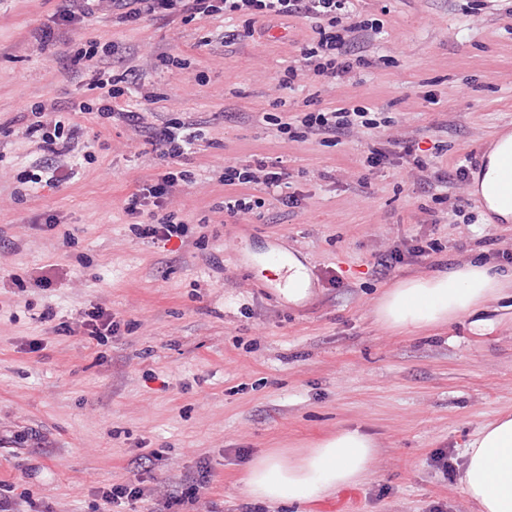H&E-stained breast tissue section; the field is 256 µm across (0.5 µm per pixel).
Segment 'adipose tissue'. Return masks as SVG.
Masks as SVG:
<instances>
[{"instance_id": "ef3b65f1", "label": "adipose tissue", "mask_w": 512, "mask_h": 512, "mask_svg": "<svg viewBox=\"0 0 512 512\" xmlns=\"http://www.w3.org/2000/svg\"><path fill=\"white\" fill-rule=\"evenodd\" d=\"M508 150L512 136L505 134L477 181L489 208L512 221V202L498 178L499 159ZM511 288L512 273L470 261L400 280L379 298L375 314L387 329L414 334L475 314L487 299ZM376 458L374 436L345 426L301 450L270 449L256 456L245 470L244 491L253 501L272 507H300L363 482ZM459 482L472 512H512V414L499 415L479 429L464 451Z\"/></svg>"}]
</instances>
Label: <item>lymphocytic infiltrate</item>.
Instances as JSON below:
<instances>
[{
	"instance_id": "f902f5d3",
	"label": "lymphocytic infiltrate",
	"mask_w": 512,
	"mask_h": 512,
	"mask_svg": "<svg viewBox=\"0 0 512 512\" xmlns=\"http://www.w3.org/2000/svg\"><path fill=\"white\" fill-rule=\"evenodd\" d=\"M104 6L110 7L113 18L123 25L137 23L146 16L171 18L184 13L193 19H243V28L225 31L223 41L227 44L254 37L255 24L260 19L300 15L310 18L314 22L315 36L302 48L299 66L288 67L280 78L278 86L282 89L291 88L301 79L322 85L341 83L358 68L378 67L388 62L386 56L371 57L360 50L363 38L381 34L383 26L378 19L363 16L354 0H68L55 16L56 25L86 22ZM152 99V94L143 91L136 70L128 67L113 74L108 81L98 80L90 84L87 99L72 104L71 109L95 115L104 123L120 121L134 128H148L149 143L160 149L163 156L179 159L198 141L199 129L194 123L177 119L158 125L148 123L141 104ZM31 112L37 120L28 126V135H39L43 151L51 156L68 155L81 134L80 127L53 124L51 107L42 103L33 104ZM370 113V108L365 106L342 105L293 116L267 112L263 119L292 140L307 141L320 136L324 141L332 142L356 128L376 126L377 121ZM187 178V172H169L155 184L143 187L127 198L125 211L135 218L132 230L136 236L168 241L187 235L186 222L176 213L164 210L174 187ZM288 178V170L281 162L263 160L225 166L220 175L221 182L228 186L263 187L282 206L292 209L299 207L301 200L296 193L290 192ZM149 201L163 211L157 220L141 218L143 207Z\"/></svg>"
}]
</instances>
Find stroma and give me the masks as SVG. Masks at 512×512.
Returning <instances> with one entry per match:
<instances>
[{"instance_id": "obj_1", "label": "stroma", "mask_w": 512, "mask_h": 512, "mask_svg": "<svg viewBox=\"0 0 512 512\" xmlns=\"http://www.w3.org/2000/svg\"><path fill=\"white\" fill-rule=\"evenodd\" d=\"M61 4L0 0V490H30L52 512H94L100 490L136 482L142 501L112 512H157L195 482L196 501L175 512H290L246 498L247 464L359 425L379 444L373 473L310 512H470L459 482L465 446L512 413V299L484 304L495 328L482 336L468 315L403 336L374 309L401 279L481 256L500 263L512 223L493 222L474 201L464 206L473 223H457L451 200L462 189L432 193L399 164L365 173L359 160L393 139L440 145L436 168L479 171L489 142L512 127V0H359L383 24L374 48L395 65L281 94L291 114L347 103L392 119L334 145L290 140L260 120L313 35L310 19L273 21L259 42L226 47L229 20L122 26L103 9L41 46ZM90 40L118 45L153 93L155 119L185 117L203 138L175 162L142 132L79 114L92 160L75 149L56 159L52 183H31L46 154L23 112L39 101L65 108L111 72L108 57L73 62ZM166 55L190 65H164ZM275 157L300 209L251 186L264 207L226 220L224 200L238 190L220 182L225 166ZM169 170L191 175L172 199L189 233L138 238L125 200ZM423 242L433 251L412 255ZM285 249L310 276L299 303L266 286L264 258ZM393 252L401 262L378 266ZM46 268L57 284L43 290L33 280ZM93 305L122 322L108 342L54 332ZM34 340L43 348L32 353ZM441 451L449 470L435 461Z\"/></svg>"}]
</instances>
